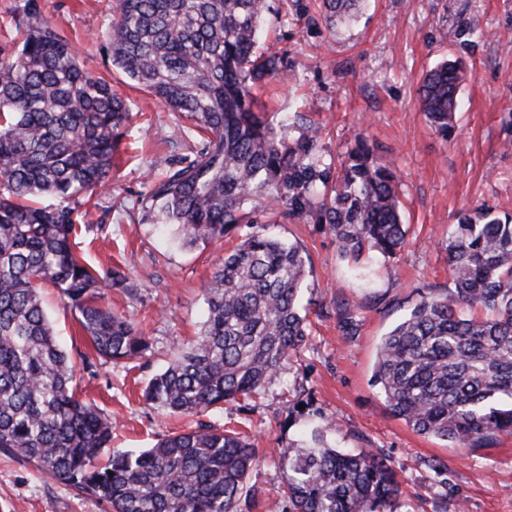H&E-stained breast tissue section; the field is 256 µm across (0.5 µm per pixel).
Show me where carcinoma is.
<instances>
[{"label":"carcinoma","mask_w":512,"mask_h":512,"mask_svg":"<svg viewBox=\"0 0 512 512\" xmlns=\"http://www.w3.org/2000/svg\"><path fill=\"white\" fill-rule=\"evenodd\" d=\"M362 0H322L334 28ZM267 0H113L102 50L112 67L193 126L190 153L171 160L141 199L142 220L172 224L190 242L256 224L255 203L314 215L357 265L395 256L407 228L391 162L361 140L336 169L317 153L320 129L288 138L258 110L257 84L287 62L258 51ZM19 43L0 44V451L34 463L110 512H237L257 451L235 429L199 424L151 448L96 463L112 418L75 390L37 285L59 289L97 355L141 357L145 337L103 300L135 285L119 266L101 273L74 249L81 197L104 189L131 102L84 70L68 40L23 0ZM465 65L445 60L417 88L443 139L454 129ZM454 288L423 296L380 342L372 383L414 432L473 447L512 434V214L464 213L445 244ZM307 257L257 232L224 256L204 292L206 319L145 397L199 416L265 392L307 336L298 296ZM278 452L276 512H393L395 473L371 451L344 453L320 413Z\"/></svg>","instance_id":"cac0c4a2"}]
</instances>
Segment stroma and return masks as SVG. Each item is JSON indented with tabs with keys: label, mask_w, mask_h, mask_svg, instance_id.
Instances as JSON below:
<instances>
[{
	"label": "stroma",
	"mask_w": 512,
	"mask_h": 512,
	"mask_svg": "<svg viewBox=\"0 0 512 512\" xmlns=\"http://www.w3.org/2000/svg\"><path fill=\"white\" fill-rule=\"evenodd\" d=\"M318 0H268L262 51L283 56L286 76L268 79L257 94L268 112L300 125L322 126L317 150L338 162L359 135L400 176L407 242L393 258L370 255V284L356 279L333 234L316 218L286 219L264 210L224 239L178 245L162 225L141 221L139 199L168 161L186 153L175 129L183 114L127 85L108 63L98 38L111 19V0H40L46 17L72 44L80 63L106 76L136 108L114 155L111 188L90 209L91 233L78 234V252L100 271L121 266L136 296L115 290L104 303L132 319L149 342L134 369L110 362L78 379L81 398L94 399L117 422L110 450H138L165 434L193 428L194 418L148 403L149 380L180 356L204 320L203 291L227 249L255 232L300 245L308 258L301 305L308 335L253 411H211L206 423L248 433L259 459L238 512H267L283 482L277 464L314 412L336 425L344 451L385 456L399 483L394 512H512V435L463 448L415 433L391 416L371 378L377 348L421 296L445 295L453 283L443 248L448 229L465 212L512 213V0H365L354 20L328 29ZM446 59L467 65L455 130L442 139L419 110L422 75ZM41 298L60 345L74 364L90 352L77 315L51 285ZM350 308L355 328L337 312ZM0 512H109L108 506L33 464L0 454Z\"/></svg>",
	"instance_id": "1"
}]
</instances>
